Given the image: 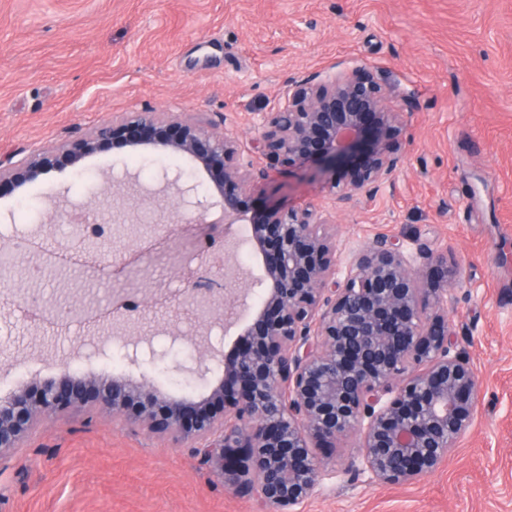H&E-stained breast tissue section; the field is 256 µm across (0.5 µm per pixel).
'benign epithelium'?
Returning <instances> with one entry per match:
<instances>
[{"instance_id": "1", "label": "benign epithelium", "mask_w": 512, "mask_h": 512, "mask_svg": "<svg viewBox=\"0 0 512 512\" xmlns=\"http://www.w3.org/2000/svg\"><path fill=\"white\" fill-rule=\"evenodd\" d=\"M405 113L388 105L375 70L364 64L330 68L288 80L275 110L259 118L249 151L233 131L213 124L174 121L166 112H131L50 150L0 160V188L19 189L110 146L149 147L156 155L189 157L214 179L202 192L194 173L165 168L160 180L176 189L180 208L160 224L206 225L215 209L224 223L241 221V200L271 179V167L300 170L341 209L361 194L372 200L402 163L398 137ZM266 158L271 166H263ZM330 214L308 206L273 203L251 225L248 243L262 275L238 287L227 275L199 271L187 278L179 303L195 320L235 314L241 294L259 289L260 303L242 326L232 357L195 345L187 358L132 343L128 374H73L67 361L36 389L0 398V456L15 453L39 424L74 410L134 423L174 442H193L203 460L240 494H253L268 512H293L316 493L327 473L315 449L334 448L351 435L360 449L348 470L372 483L405 484L435 473L472 427L481 397L479 375L453 352L455 331L444 314L448 290L462 285L448 251L425 243L411 251L385 236L366 243L350 261L336 257ZM117 297L113 320L131 319L140 304ZM36 303L60 321L47 300ZM164 362L172 376L209 385L202 400L192 392H164L145 371Z\"/></svg>"}]
</instances>
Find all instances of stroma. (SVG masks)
I'll return each mask as SVG.
<instances>
[{"mask_svg":"<svg viewBox=\"0 0 512 512\" xmlns=\"http://www.w3.org/2000/svg\"><path fill=\"white\" fill-rule=\"evenodd\" d=\"M356 63L378 69L408 123L403 163L371 202L337 211V252L350 259L385 235L444 250L463 287L446 313L456 352L483 379L473 426L433 475L412 484H375L348 471L359 440L337 443L321 492L296 512H512V0H0V158L21 160L86 134L128 112H169L236 131L243 147L258 134L289 78ZM191 169L181 155H131L106 148L82 174L63 167L0 194V246L16 236L61 264L82 251L112 250L113 280L74 282L68 272L19 278L21 290L56 300L61 290L93 289L109 314L113 286L143 290L150 304L136 322L171 318L186 277L203 268L202 247L173 227L163 248L142 257L143 275L125 269L128 253L153 236L154 208L113 227L107 242L83 239L73 223H46L61 195L92 202L112 170L144 185L160 168ZM331 208L328 191L301 171L273 174L246 201L249 217L272 201ZM248 224L203 231L202 246L255 270L242 247ZM88 321L29 320L0 298V397L49 377L54 359L72 372L108 370L123 353L95 355ZM0 512H264L256 496L235 493L191 444L81 412L51 421L0 458Z\"/></svg>","mask_w":512,"mask_h":512,"instance_id":"1","label":"stroma"}]
</instances>
